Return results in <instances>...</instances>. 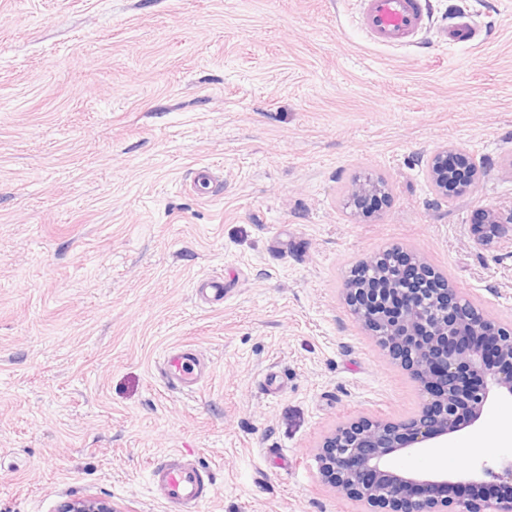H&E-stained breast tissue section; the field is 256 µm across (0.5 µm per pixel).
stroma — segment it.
<instances>
[{
    "instance_id": "1",
    "label": "stroma",
    "mask_w": 512,
    "mask_h": 512,
    "mask_svg": "<svg viewBox=\"0 0 512 512\" xmlns=\"http://www.w3.org/2000/svg\"><path fill=\"white\" fill-rule=\"evenodd\" d=\"M425 2L418 44L386 47L359 0H0V512H175L149 480L166 457L213 475L203 512H369L320 447L423 396L351 314V268L403 248L512 325V232L472 231L512 210V0ZM462 17L477 39L443 41ZM446 145L480 166L450 201L425 167ZM368 174L389 196L364 221ZM212 275L217 307L193 294ZM185 344L212 365L190 396L157 373ZM469 435L388 464L512 459ZM386 194H388L386 183L382 179L376 178L373 181L355 183L350 189L349 196L356 213L363 217H370V213L364 208L363 203L372 196H377L380 199ZM512 210L505 214L494 208L481 211V224H473L478 239L485 245L491 244L496 238L512 231ZM229 290L224 284V277H206L195 284L197 299L210 307L221 306ZM56 512H116V510L108 499L75 497L60 502Z\"/></svg>"
}]
</instances>
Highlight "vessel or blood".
Returning a JSON list of instances; mask_svg holds the SVG:
<instances>
[{"instance_id": "1", "label": "vessel or blood", "mask_w": 512, "mask_h": 512, "mask_svg": "<svg viewBox=\"0 0 512 512\" xmlns=\"http://www.w3.org/2000/svg\"><path fill=\"white\" fill-rule=\"evenodd\" d=\"M426 20L422 0H360L357 16V24L367 37L384 46L416 43ZM227 293L220 277H206L195 284L197 299L211 307L223 305ZM206 368L195 348L182 346L164 356L158 371L168 390L189 395L199 390ZM150 482L166 502L189 507L191 512H200L213 493L209 473L173 458L152 463Z\"/></svg>"}]
</instances>
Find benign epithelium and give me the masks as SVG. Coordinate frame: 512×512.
I'll return each instance as SVG.
<instances>
[{"label": "benign epithelium", "mask_w": 512, "mask_h": 512, "mask_svg": "<svg viewBox=\"0 0 512 512\" xmlns=\"http://www.w3.org/2000/svg\"><path fill=\"white\" fill-rule=\"evenodd\" d=\"M456 157L462 176L448 172V156ZM426 168L438 194L448 200L474 189L478 166L462 150L444 146L426 159ZM387 194L380 179L357 182L350 189L356 213L370 216L363 203ZM486 245L512 231V211H481L473 225ZM383 257L360 263L364 274L345 284L346 301L362 326L375 336L388 355L409 370L420 384L425 400L416 416L393 423L359 420L339 427L321 446L320 473L336 492L364 500L374 512H512V497H501L495 487L512 482V462L497 474L485 466L489 492L482 497L457 493L465 480L446 474L396 472L386 463L397 451L425 445L476 423L493 394L512 398V328L486 318L449 286L433 290L403 288L411 272L430 269L416 255L408 257L398 275L381 268ZM440 302L435 319L424 313L429 295ZM56 512H116L108 499L68 498Z\"/></svg>", "instance_id": "benign-epithelium-1"}]
</instances>
